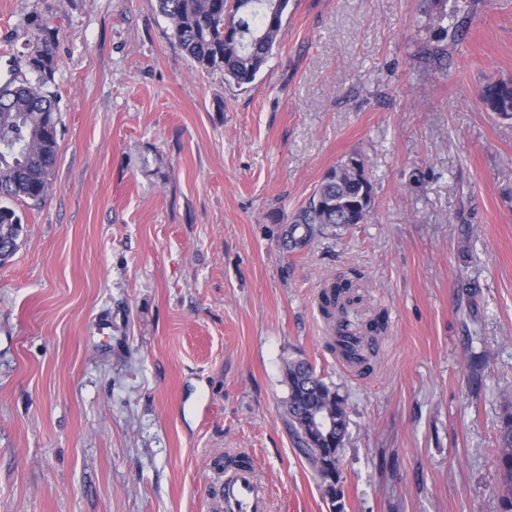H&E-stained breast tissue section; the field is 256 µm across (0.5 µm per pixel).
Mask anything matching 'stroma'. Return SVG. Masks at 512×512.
Wrapping results in <instances>:
<instances>
[{"label":"stroma","mask_w":512,"mask_h":512,"mask_svg":"<svg viewBox=\"0 0 512 512\" xmlns=\"http://www.w3.org/2000/svg\"><path fill=\"white\" fill-rule=\"evenodd\" d=\"M290 0L253 84L196 70L155 0H0V73L59 30L52 190L0 266V512H216L248 451L271 512H330L288 361L345 399L344 512H499L512 409V0ZM359 155L367 223L292 234ZM387 330L367 373L328 347L325 284ZM484 359L480 372L470 363ZM434 4V9L436 10L435 15L432 18L433 27L437 28L438 34L434 36L433 43H430L424 50V54L426 58L430 61H437L442 63V61L446 60L448 55V50L446 45L442 44L447 36V30L443 25L444 20L447 18V13L445 12V2L443 0H430ZM480 100L487 112H493L504 120H512V80H502L486 86ZM496 468L503 489L500 511L512 512V411L502 421Z\"/></svg>","instance_id":"obj_1"}]
</instances>
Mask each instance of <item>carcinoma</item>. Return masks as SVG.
Wrapping results in <instances>:
<instances>
[{
    "mask_svg": "<svg viewBox=\"0 0 512 512\" xmlns=\"http://www.w3.org/2000/svg\"><path fill=\"white\" fill-rule=\"evenodd\" d=\"M173 38L195 69L219 70L225 80L241 87L252 84L279 44L289 0H156ZM432 18L438 35L424 54L430 61L446 60L443 44L447 30L445 0H432ZM59 37L42 14L29 20L21 53L22 67L0 82V264L13 257L23 231L19 202L42 203L51 188L58 155V99L49 90L58 66ZM483 107L504 120H512V80L486 86ZM373 209L372 186L343 167L331 168L323 177L297 223L364 224ZM359 297L353 284L342 280L321 294V311L328 320L342 314ZM286 410L300 449L320 481L323 496L334 512L344 510V491L338 468L340 448L347 433V411L342 396L333 390L306 360L286 364ZM314 411L335 423L328 434L306 413ZM496 468L503 489L500 512H512V411L502 421Z\"/></svg>",
    "mask_w": 512,
    "mask_h": 512,
    "instance_id": "carcinoma-1",
    "label": "carcinoma"
}]
</instances>
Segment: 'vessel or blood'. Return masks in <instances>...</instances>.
<instances>
[{"label":"vessel or blood","mask_w":512,"mask_h":512,"mask_svg":"<svg viewBox=\"0 0 512 512\" xmlns=\"http://www.w3.org/2000/svg\"><path fill=\"white\" fill-rule=\"evenodd\" d=\"M336 361L344 368L352 367L357 357L363 356L366 342L361 336L336 334ZM221 512H270L271 500L265 482L257 468L251 465L235 466L225 470L224 476L210 488Z\"/></svg>","instance_id":"vessel-or-blood-1"}]
</instances>
